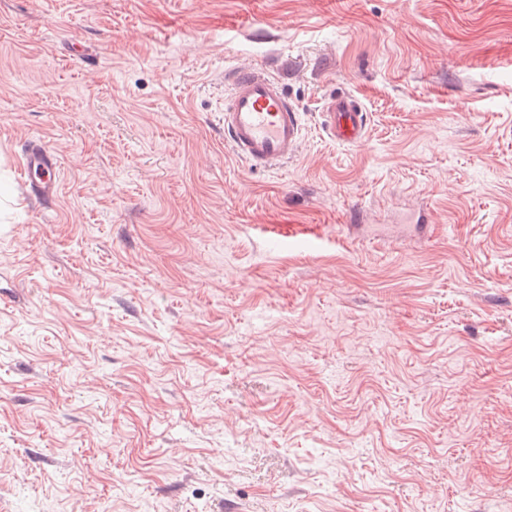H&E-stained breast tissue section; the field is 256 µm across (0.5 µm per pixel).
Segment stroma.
Returning a JSON list of instances; mask_svg holds the SVG:
<instances>
[{
	"mask_svg": "<svg viewBox=\"0 0 512 512\" xmlns=\"http://www.w3.org/2000/svg\"><path fill=\"white\" fill-rule=\"evenodd\" d=\"M0 512H512V0H0ZM302 132V114L278 80L257 67L233 73L224 133L239 159L254 168L287 162L297 155ZM324 107L326 132L331 140L353 145L365 138L369 117L360 101L343 93L330 96ZM28 174L35 173L37 183L31 184L39 189L41 197H49L53 193V176L56 169L54 157L39 145L32 146L27 158Z\"/></svg>",
	"mask_w": 512,
	"mask_h": 512,
	"instance_id": "1",
	"label": "stroma"
}]
</instances>
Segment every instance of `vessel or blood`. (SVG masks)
<instances>
[{
    "mask_svg": "<svg viewBox=\"0 0 512 512\" xmlns=\"http://www.w3.org/2000/svg\"><path fill=\"white\" fill-rule=\"evenodd\" d=\"M369 117L356 98L330 96L325 102V127L335 142L353 145L368 131ZM301 112L289 101L283 85L264 69L245 67L232 75L224 104V133L235 155L251 167L267 168L294 158L302 141ZM27 168L35 173L40 196L53 193L54 157L32 146Z\"/></svg>",
    "mask_w": 512,
    "mask_h": 512,
    "instance_id": "1",
    "label": "vessel or blood"
}]
</instances>
